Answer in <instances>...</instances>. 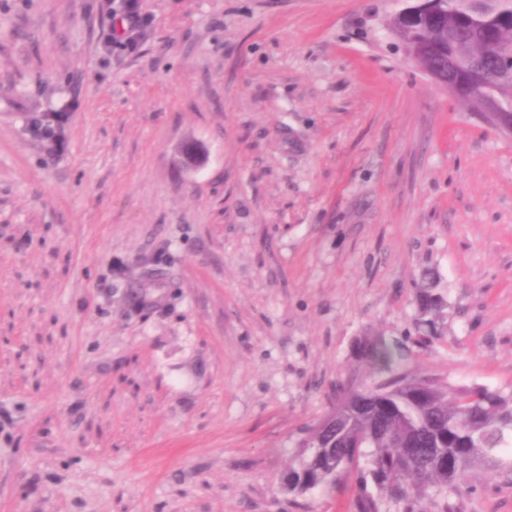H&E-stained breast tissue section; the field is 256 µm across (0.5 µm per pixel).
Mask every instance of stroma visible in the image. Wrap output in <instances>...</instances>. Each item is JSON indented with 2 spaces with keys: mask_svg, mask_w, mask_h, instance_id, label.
Listing matches in <instances>:
<instances>
[{
  "mask_svg": "<svg viewBox=\"0 0 512 512\" xmlns=\"http://www.w3.org/2000/svg\"><path fill=\"white\" fill-rule=\"evenodd\" d=\"M138 3L130 54L113 0H0V512H350L280 477L360 341L512 392V137L402 49L413 0ZM121 1L119 9L112 12L113 22L108 37L127 53H134L138 49L136 32L143 27L144 21L137 0ZM68 108L48 114L43 119L36 120L35 130L43 138L50 142L59 153L65 150L64 140L61 137V128L68 119Z\"/></svg>",
  "mask_w": 512,
  "mask_h": 512,
  "instance_id": "obj_1",
  "label": "stroma"
}]
</instances>
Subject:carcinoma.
Masks as SVG:
<instances>
[{"label":"carcinoma","mask_w":512,"mask_h":512,"mask_svg":"<svg viewBox=\"0 0 512 512\" xmlns=\"http://www.w3.org/2000/svg\"><path fill=\"white\" fill-rule=\"evenodd\" d=\"M392 26L410 36L422 69L485 81L461 99L483 108L495 101L512 120V0H453L449 11L414 22L398 15ZM442 303L419 287L422 312ZM359 349L377 379L340 389L332 410L307 429L281 478L287 494L350 482V512H456L449 496L474 469L512 478L511 394L412 374L402 369L403 352L383 339Z\"/></svg>","instance_id":"carcinoma-1"}]
</instances>
